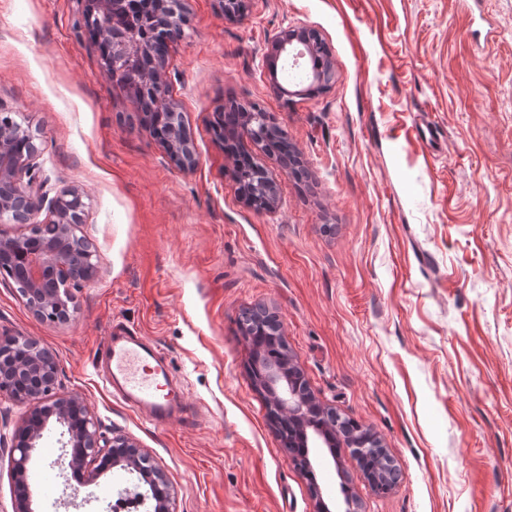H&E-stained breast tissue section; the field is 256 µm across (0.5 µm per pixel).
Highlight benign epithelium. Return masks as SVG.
I'll return each mask as SVG.
<instances>
[{"mask_svg": "<svg viewBox=\"0 0 512 512\" xmlns=\"http://www.w3.org/2000/svg\"><path fill=\"white\" fill-rule=\"evenodd\" d=\"M82 4L80 27L89 32L110 26V16L121 7V0H79ZM163 24L156 28L160 40L170 43L178 39L176 30L186 25L187 0H158ZM113 52L119 54L128 66L142 61L144 46L126 36L112 37ZM313 51L314 33L305 26H293L267 48L265 58L283 60L300 58L297 46ZM168 85L165 63L159 62L143 88L144 97L154 96L155 88ZM249 119L240 127V140L259 143L264 127V114L248 113ZM25 138L27 153L17 155L10 150V140ZM171 161L181 169H192L197 163L184 129H173L164 141ZM39 149L33 137L21 124L0 125V223L27 224L29 232L21 237L0 234V270L12 269V281L28 309L39 319H45L50 309L60 312L59 320H71L74 314L71 289L81 288L93 281L99 268L87 242L76 234L82 222L84 202L82 194L71 189L62 192L50 204L54 231L43 235L45 222L38 216L46 201L42 184L34 175L35 158ZM57 364L54 358L34 340L24 336L0 338V401L27 406L22 422L11 432V475L13 482L25 485L29 475L32 451L40 445L49 427L58 425L66 429L68 438L63 447L71 449L67 468L77 473L88 466L97 465L96 472L108 467L121 466L135 471L147 488L142 496L149 512H174V500L165 474L144 450L122 436L103 435L97 419L83 397L77 393L59 396L55 393ZM255 387L266 396V404L274 413L269 420L278 432L288 427L301 431L315 446L328 448L336 457V430H324L307 423L313 399L293 360L266 364ZM369 456L382 462L381 469L367 471L370 487L376 493L391 488L397 480L394 465L385 448L375 438L369 443Z\"/></svg>", "mask_w": 512, "mask_h": 512, "instance_id": "benign-epithelium-1", "label": "benign epithelium"}]
</instances>
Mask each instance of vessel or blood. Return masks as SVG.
<instances>
[{"mask_svg":"<svg viewBox=\"0 0 512 512\" xmlns=\"http://www.w3.org/2000/svg\"><path fill=\"white\" fill-rule=\"evenodd\" d=\"M99 370L115 396L154 425H168L183 409L166 359L133 328L113 326L100 352Z\"/></svg>","mask_w":512,"mask_h":512,"instance_id":"1","label":"vessel or blood"}]
</instances>
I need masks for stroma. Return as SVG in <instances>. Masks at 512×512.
Segmentation results:
<instances>
[{
  "mask_svg": "<svg viewBox=\"0 0 512 512\" xmlns=\"http://www.w3.org/2000/svg\"><path fill=\"white\" fill-rule=\"evenodd\" d=\"M188 0L166 60L198 156L179 170L78 27L76 0H0V111L39 148L48 197L83 194L78 236L99 275L67 323L36 318L0 277V336L51 351L56 392L81 394L105 436L145 448L175 512H316L269 423L239 328L264 304L327 409L369 428L399 468L372 491L349 448L315 449L327 504L364 512H512V0ZM330 46L336 81L282 96L263 64L291 26ZM259 106L302 176L250 142L279 184L255 208L217 138ZM167 358L188 412L156 427L97 372L113 323ZM50 430L29 462L35 512H109L129 476L60 478Z\"/></svg>",
  "mask_w": 512,
  "mask_h": 512,
  "instance_id": "obj_1",
  "label": "stroma"
}]
</instances>
